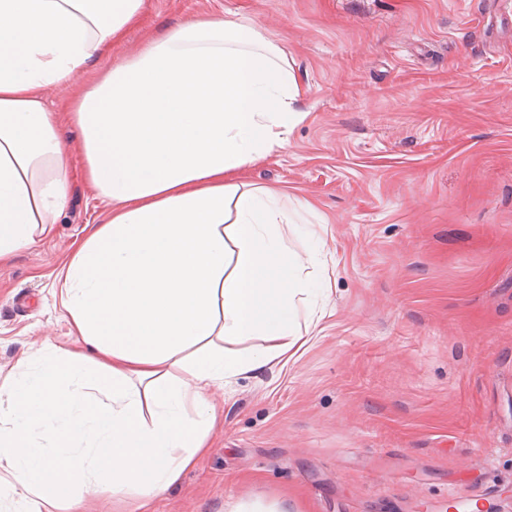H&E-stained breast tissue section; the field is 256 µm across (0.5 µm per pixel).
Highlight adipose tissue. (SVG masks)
Segmentation results:
<instances>
[{"label": "adipose tissue", "mask_w": 512, "mask_h": 512, "mask_svg": "<svg viewBox=\"0 0 512 512\" xmlns=\"http://www.w3.org/2000/svg\"><path fill=\"white\" fill-rule=\"evenodd\" d=\"M143 5L0 0V258L66 207L44 89L71 85ZM302 94L275 36L228 12L149 38L74 101L110 213L61 274L73 347L22 353L0 380V504L61 512L107 479L116 495L164 493L206 450L212 388L302 347L314 255L290 238L304 205L238 177L285 148ZM251 336L263 345L239 348Z\"/></svg>", "instance_id": "obj_1"}]
</instances>
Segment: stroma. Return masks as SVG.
I'll use <instances>...</instances> for the list:
<instances>
[{
	"label": "stroma",
	"mask_w": 512,
	"mask_h": 512,
	"mask_svg": "<svg viewBox=\"0 0 512 512\" xmlns=\"http://www.w3.org/2000/svg\"><path fill=\"white\" fill-rule=\"evenodd\" d=\"M236 13L304 89L288 144L243 169L311 204L325 315L287 365L214 389L208 454L141 502L111 483L71 512H512V31L498 0H146L68 90L51 234L0 260V372L69 342L58 274L108 202L71 100L165 27Z\"/></svg>",
	"instance_id": "stroma-1"
}]
</instances>
